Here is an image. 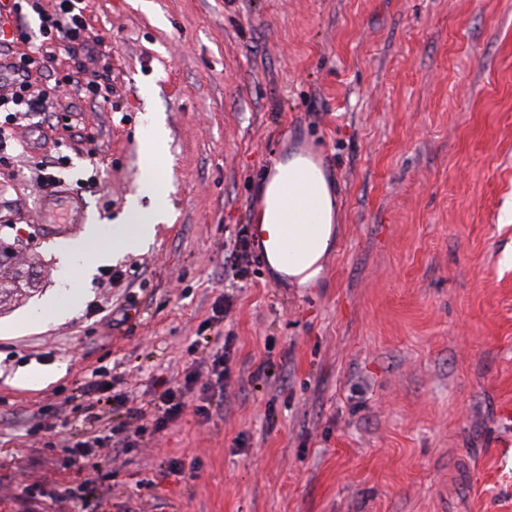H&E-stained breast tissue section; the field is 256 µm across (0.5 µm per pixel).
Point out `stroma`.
I'll return each instance as SVG.
<instances>
[{
  "mask_svg": "<svg viewBox=\"0 0 512 512\" xmlns=\"http://www.w3.org/2000/svg\"><path fill=\"white\" fill-rule=\"evenodd\" d=\"M112 47L19 41L52 107L0 159V242L30 286L0 300V512H512V0H84ZM99 77L97 99L83 90ZM168 219L114 249L152 117ZM316 152L329 274L306 288L226 246L269 172ZM66 156L88 224L41 228L38 161ZM114 254L62 321H28L89 226ZM232 306L219 312L223 298ZM227 340L210 419L186 412L82 466L91 373L136 404ZM268 372L252 373L260 363ZM40 374L36 387L28 373ZM200 461L194 477L166 464Z\"/></svg>",
  "mask_w": 512,
  "mask_h": 512,
  "instance_id": "stroma-1",
  "label": "stroma"
}]
</instances>
